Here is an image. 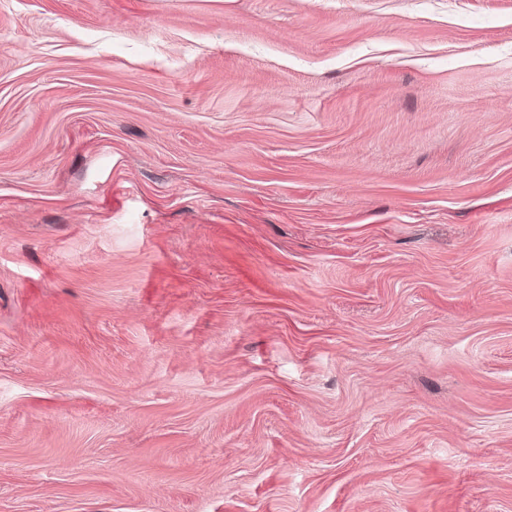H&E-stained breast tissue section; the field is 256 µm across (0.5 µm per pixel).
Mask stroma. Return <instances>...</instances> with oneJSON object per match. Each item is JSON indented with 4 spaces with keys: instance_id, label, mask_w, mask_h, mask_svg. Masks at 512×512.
<instances>
[{
    "instance_id": "stroma-1",
    "label": "stroma",
    "mask_w": 512,
    "mask_h": 512,
    "mask_svg": "<svg viewBox=\"0 0 512 512\" xmlns=\"http://www.w3.org/2000/svg\"><path fill=\"white\" fill-rule=\"evenodd\" d=\"M0 512H512V0H0Z\"/></svg>"
}]
</instances>
